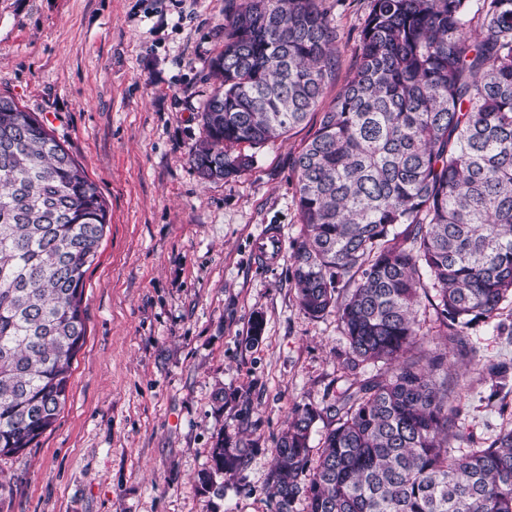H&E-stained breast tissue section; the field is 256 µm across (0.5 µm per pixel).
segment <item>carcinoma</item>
Segmentation results:
<instances>
[{"mask_svg": "<svg viewBox=\"0 0 512 512\" xmlns=\"http://www.w3.org/2000/svg\"><path fill=\"white\" fill-rule=\"evenodd\" d=\"M337 38L318 0H239L224 14L205 137L189 152L201 178L240 176L254 155L236 147L285 138L319 110ZM294 173L298 305L337 310L347 369L391 372L294 411L271 452L275 512L299 499L306 512H512V429L460 447L446 355L413 353L420 293L434 291L436 335L451 342L512 300V0H371L354 75ZM105 224L73 155L0 95V456L29 448L66 402ZM250 461L247 443L220 436L198 481L222 497L217 479Z\"/></svg>", "mask_w": 512, "mask_h": 512, "instance_id": "carcinoma-1", "label": "carcinoma"}]
</instances>
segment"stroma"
<instances>
[{"instance_id": "obj_1", "label": "stroma", "mask_w": 512, "mask_h": 512, "mask_svg": "<svg viewBox=\"0 0 512 512\" xmlns=\"http://www.w3.org/2000/svg\"><path fill=\"white\" fill-rule=\"evenodd\" d=\"M336 26L332 101L355 71L370 0H318ZM228 0H0V94L43 118L79 161L109 222L85 275L86 342L69 395L34 447L0 457V512H274L270 460L296 406L323 408L383 374L342 367L335 312L298 307L292 260L258 266L252 243L300 229L293 160L319 114L257 148L231 180L204 181L189 161L213 88ZM262 339L245 338L253 317ZM447 353L461 388L460 425L485 447L512 428V303ZM507 367L480 377L469 358ZM237 397L216 410L217 388ZM254 443L246 470L205 492L219 435Z\"/></svg>"}]
</instances>
